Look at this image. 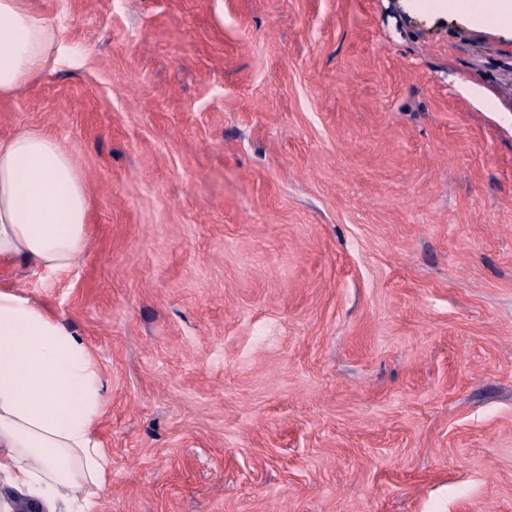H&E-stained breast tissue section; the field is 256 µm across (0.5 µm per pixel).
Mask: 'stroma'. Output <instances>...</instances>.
<instances>
[{
	"label": "stroma",
	"instance_id": "1",
	"mask_svg": "<svg viewBox=\"0 0 512 512\" xmlns=\"http://www.w3.org/2000/svg\"><path fill=\"white\" fill-rule=\"evenodd\" d=\"M0 97L89 201L1 267L110 386L95 512H512V27L480 0H34ZM59 32L33 0H0V95L14 93L49 62Z\"/></svg>",
	"mask_w": 512,
	"mask_h": 512
}]
</instances>
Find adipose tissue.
<instances>
[{
	"instance_id": "1",
	"label": "adipose tissue",
	"mask_w": 512,
	"mask_h": 512,
	"mask_svg": "<svg viewBox=\"0 0 512 512\" xmlns=\"http://www.w3.org/2000/svg\"><path fill=\"white\" fill-rule=\"evenodd\" d=\"M59 40L33 0H0V95L47 65ZM88 238V197L67 147L22 130L0 138V266L70 274ZM108 382L58 314L0 289V475L36 506L90 512L108 461L97 434Z\"/></svg>"
}]
</instances>
